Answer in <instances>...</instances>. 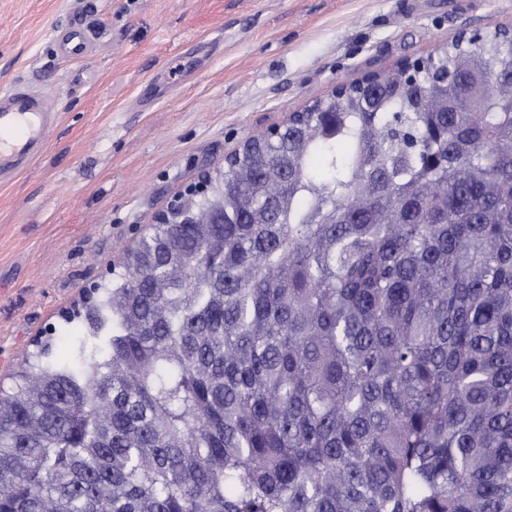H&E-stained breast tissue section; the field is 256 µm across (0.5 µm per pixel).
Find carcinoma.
<instances>
[{"label": "carcinoma", "mask_w": 512, "mask_h": 512, "mask_svg": "<svg viewBox=\"0 0 512 512\" xmlns=\"http://www.w3.org/2000/svg\"><path fill=\"white\" fill-rule=\"evenodd\" d=\"M336 96L0 388V512H512V43Z\"/></svg>", "instance_id": "carcinoma-1"}]
</instances>
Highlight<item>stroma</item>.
<instances>
[{"mask_svg":"<svg viewBox=\"0 0 512 512\" xmlns=\"http://www.w3.org/2000/svg\"><path fill=\"white\" fill-rule=\"evenodd\" d=\"M93 42L60 54L55 30ZM512 29V0H0V91L61 121L0 185V386L173 196L339 84Z\"/></svg>","mask_w":512,"mask_h":512,"instance_id":"1","label":"stroma"}]
</instances>
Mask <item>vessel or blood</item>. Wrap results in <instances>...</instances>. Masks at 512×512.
Masks as SVG:
<instances>
[{"instance_id": "1", "label": "vessel or blood", "mask_w": 512, "mask_h": 512, "mask_svg": "<svg viewBox=\"0 0 512 512\" xmlns=\"http://www.w3.org/2000/svg\"><path fill=\"white\" fill-rule=\"evenodd\" d=\"M58 125L43 97L17 85L0 94V184L12 181L38 160Z\"/></svg>"}]
</instances>
